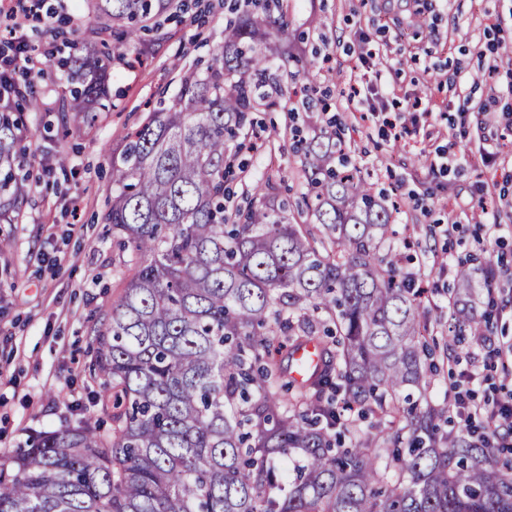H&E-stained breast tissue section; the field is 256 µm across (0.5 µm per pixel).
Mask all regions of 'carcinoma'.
Masks as SVG:
<instances>
[{
  "label": "carcinoma",
  "mask_w": 512,
  "mask_h": 512,
  "mask_svg": "<svg viewBox=\"0 0 512 512\" xmlns=\"http://www.w3.org/2000/svg\"><path fill=\"white\" fill-rule=\"evenodd\" d=\"M101 49L75 44L57 112L91 123L109 108L113 48L142 53L140 31L173 0H87ZM284 0L230 20L206 72L187 70L168 106L112 154L101 223L130 251L125 293L93 329V406L0 459V512H512V461L441 433L444 410L412 400L429 386L421 300L399 266L390 213L357 169L332 166L336 126L302 160L305 209L271 178L227 214V143L250 114L288 98ZM15 111L38 112L28 80L0 74ZM21 118L0 113V218L24 200L14 181ZM453 290L455 322L490 330ZM320 365L288 379L293 351ZM375 418L363 447L340 407Z\"/></svg>",
  "instance_id": "cac0c4a2"
}]
</instances>
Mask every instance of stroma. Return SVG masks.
<instances>
[{
	"label": "stroma",
	"mask_w": 512,
	"mask_h": 512,
	"mask_svg": "<svg viewBox=\"0 0 512 512\" xmlns=\"http://www.w3.org/2000/svg\"><path fill=\"white\" fill-rule=\"evenodd\" d=\"M161 15L142 40L139 59L112 58L108 82L112 106L93 125L71 126L59 136L56 103L66 87L59 58L73 42L94 46L83 0H48L53 26L21 19L29 55L50 77L35 81L42 109L25 115L20 137L28 179L17 220L0 221V456L12 455L35 431L59 425L65 403L99 388L90 377L91 330L125 291L128 258L101 216L112 196V154L160 99H173L186 70L205 72L224 43L225 0H183ZM289 34L306 54L288 68L294 88L287 106L255 113L256 147L238 156L242 171L230 183L229 208L246 205L255 182L272 176L278 193L301 204L304 191L298 138L336 121L353 165L375 190L401 186L426 207L400 205L396 230L410 228L416 241L409 268L423 292L438 371L429 390L455 419L452 380L478 371L476 401L512 397V371L486 358L478 332L448 335V301L459 261L491 270V287L477 285L476 311L495 298L492 336L512 345V63L497 76L486 68L493 46L512 48V0H288ZM377 57L374 88L391 112L404 113L414 99L428 104L415 133L385 139L379 126L348 112L346 99L362 71V38ZM477 111L459 118L464 99ZM497 153L484 165L480 150ZM67 158L59 166L57 154ZM482 202L484 214L452 230L450 203ZM496 222L486 235V222Z\"/></svg>",
	"instance_id": "obj_1"
}]
</instances>
